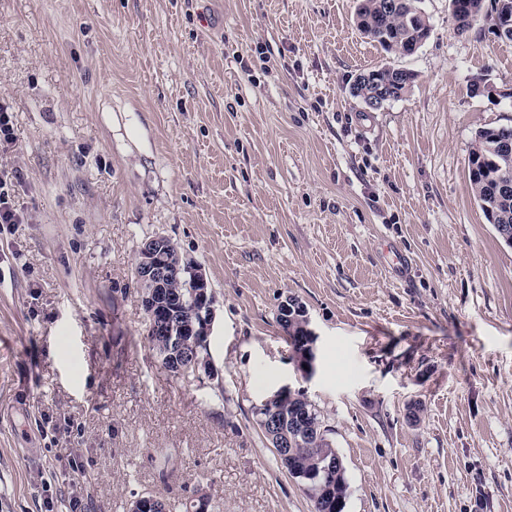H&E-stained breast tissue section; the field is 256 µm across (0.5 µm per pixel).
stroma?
Returning <instances> with one entry per match:
<instances>
[{
  "mask_svg": "<svg viewBox=\"0 0 512 512\" xmlns=\"http://www.w3.org/2000/svg\"><path fill=\"white\" fill-rule=\"evenodd\" d=\"M359 0H0V102L23 224H0V512H124L199 492L314 512L256 424L303 390L345 469L344 512H512V246L468 153L512 125V42L488 20L385 53ZM416 78L378 110L361 72ZM205 273L213 375L147 339L143 242ZM317 336L297 371L277 321ZM289 310H291V307H289L287 299L281 304V311L279 312V315L281 317L282 323L286 327V332L288 334L289 340H295L297 336H301L298 338L296 344L293 346V351L295 354L297 369L302 373V375L305 378H308L313 374L314 371L315 355L313 352V343L315 340V336L312 329L309 327V318L307 317L303 307H301V310H304L303 316L301 318L303 323V329L301 327V322L299 320L295 319L293 321H288ZM303 330L305 336L303 335ZM304 365H307V369H304Z\"/></svg>",
  "mask_w": 512,
  "mask_h": 512,
  "instance_id": "35a3bbf8",
  "label": "stroma"
}]
</instances>
